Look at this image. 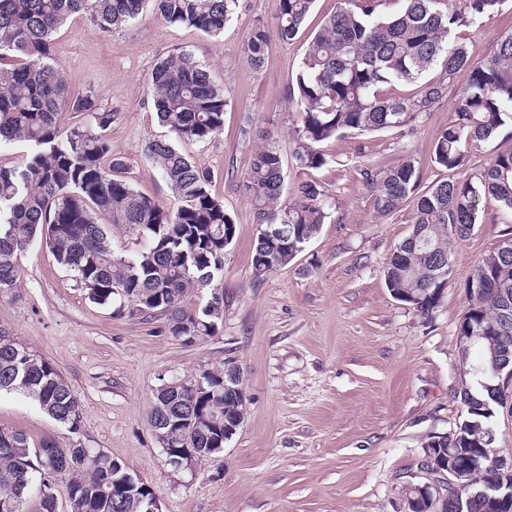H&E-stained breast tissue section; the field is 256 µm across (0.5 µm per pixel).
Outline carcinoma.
I'll list each match as a JSON object with an SVG mask.
<instances>
[{"instance_id": "carcinoma-1", "label": "carcinoma", "mask_w": 512, "mask_h": 512, "mask_svg": "<svg viewBox=\"0 0 512 512\" xmlns=\"http://www.w3.org/2000/svg\"><path fill=\"white\" fill-rule=\"evenodd\" d=\"M159 19L218 37L237 0H152ZM315 0H276L277 39H295ZM380 0H340L309 42L295 82L296 160L320 168L327 158L319 145L346 133L401 129L419 122L447 94L448 83L469 72L456 103V119L433 143V159L450 175L420 189L418 161L404 155L389 167L357 169L371 193L376 214L387 217L413 203L412 229L389 257L384 278L396 300L427 316L438 306L453 272L458 241L481 223L480 201L490 195L512 211V150L497 154L477 176L454 177L468 154L512 128V33L483 61L471 58L456 30L499 10L506 0H402L392 17L377 14ZM145 0H0V143L21 140L31 152L15 167L0 166V294L20 281L18 254L38 243L74 273L88 298L101 306L118 298L129 313L167 317L168 331L185 341L213 335L224 317V296L214 286L224 267V241L236 226L222 201L211 193L212 174L181 153L170 140H152L146 154L175 195L166 207L136 191L118 176L124 163L112 158L103 135L116 113L88 91L73 93L63 66L53 55V40L67 18L89 16L109 33L131 25ZM269 29L258 20L243 46L247 62L263 66ZM439 70V76L427 75ZM392 83L418 85L405 97L382 88ZM148 94L159 122L178 139L210 140L224 130L227 101L208 65L188 53L160 58ZM63 112L90 117L85 126L63 132ZM284 173L276 147L255 151L241 190L251 201L260 230L252 248V275L261 279L287 266L331 218L321 185L303 182L293 199L283 198ZM123 226L146 236L148 248L131 256L112 250L110 228ZM211 289L202 304L188 306L192 289ZM469 308L460 325L470 323L491 336L501 335L502 301L512 299V252L494 248L476 265L465 284ZM461 386L457 398L466 418L422 443L421 462L436 473L448 449L467 476L455 490L464 512H484L471 495L492 484L512 460L483 456L481 429L493 426L487 409L498 408L491 390V367L512 369V333L492 348L480 342L459 350ZM227 368L204 370L182 384L166 382L153 394L149 424L166 457L191 453L208 460L224 453V421H244L246 396H224ZM0 391L17 392L71 434L81 429L82 405L47 359L0 328ZM66 480L72 512H146L156 496L150 485L106 452L76 441L67 448L51 438L31 445L28 436L0 428V512L30 487L40 490L39 512H60L56 480Z\"/></svg>"}]
</instances>
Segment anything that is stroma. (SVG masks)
<instances>
[{
  "label": "stroma",
  "mask_w": 512,
  "mask_h": 512,
  "mask_svg": "<svg viewBox=\"0 0 512 512\" xmlns=\"http://www.w3.org/2000/svg\"><path fill=\"white\" fill-rule=\"evenodd\" d=\"M338 0H315L295 41L271 39L261 68L245 59L244 40L256 20H271L275 0H238L220 37L160 20L152 5L130 26L97 30L80 14L57 33L53 52L69 85L93 91L116 117L106 131L124 178L141 194L173 207L177 201L144 154L169 138L146 93L156 61L187 52L208 64L223 86L224 131L177 148L214 174L211 192L236 224L224 249V319L215 335L185 342L165 317L116 314L89 300L72 273L45 248L17 259L20 287L0 296V327L52 362L77 394L83 412L70 434L32 401L0 394V427L31 443L79 441L123 461L154 490L161 512H406L403 488L423 482L421 445L465 417L457 327L474 266L512 229V211L492 197L480 202L482 222L456 247L439 306L422 316L396 300L385 263L411 229V210L378 217L357 167H387L407 153L422 186L447 172L432 158L436 135L455 118L467 72L413 128L349 133L321 146L328 162L301 167L294 156L295 107L288 87L304 51ZM512 33V0L461 34L473 60L486 58ZM280 152L283 194L304 181L320 184L331 221L292 263L255 279L251 251L255 210L239 190L263 136ZM234 362L243 372L246 415L223 455L195 470L166 461L148 421L154 389Z\"/></svg>",
  "instance_id": "obj_1"
}]
</instances>
